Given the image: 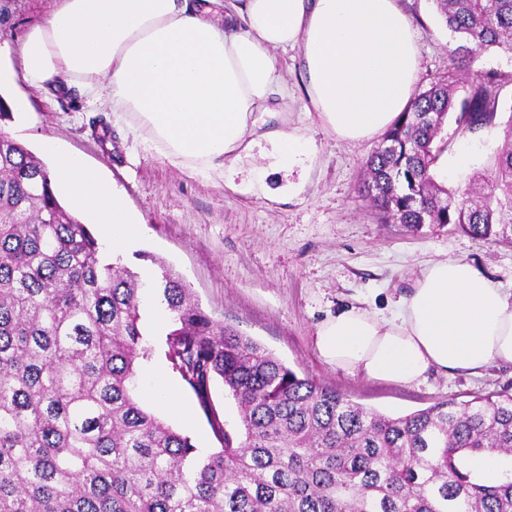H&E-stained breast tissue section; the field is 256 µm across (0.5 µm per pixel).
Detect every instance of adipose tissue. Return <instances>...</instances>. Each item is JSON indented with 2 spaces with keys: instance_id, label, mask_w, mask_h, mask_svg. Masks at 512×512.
<instances>
[{
  "instance_id": "ef3b65f1",
  "label": "adipose tissue",
  "mask_w": 512,
  "mask_h": 512,
  "mask_svg": "<svg viewBox=\"0 0 512 512\" xmlns=\"http://www.w3.org/2000/svg\"><path fill=\"white\" fill-rule=\"evenodd\" d=\"M295 46L308 100L341 139L384 132L412 99L421 51L400 0H60L18 56L31 88L78 86L159 154L205 173L235 166L263 139L277 169L312 157L310 137L261 122L280 82L275 52ZM50 178L113 248L136 238L120 194L79 158L55 153ZM315 346L333 367L406 385L433 370L512 364V291L467 262L440 260L393 313L343 309L318 325Z\"/></svg>"
}]
</instances>
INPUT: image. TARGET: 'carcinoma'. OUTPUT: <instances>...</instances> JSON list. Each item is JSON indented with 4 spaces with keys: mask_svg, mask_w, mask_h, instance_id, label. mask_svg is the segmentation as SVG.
<instances>
[{
    "mask_svg": "<svg viewBox=\"0 0 512 512\" xmlns=\"http://www.w3.org/2000/svg\"><path fill=\"white\" fill-rule=\"evenodd\" d=\"M455 38L448 76L414 95L368 158L365 196L411 231L453 224L512 244V119L493 166L464 189L436 181L446 120L491 125L512 76L474 71L512 53V0H435ZM166 357L222 446L198 452L138 396L144 286L103 257L55 196L49 170L0 134V512H512V395L476 394L392 417L299 376L216 323L166 272ZM220 379L238 407L211 412ZM497 461L487 481L473 457ZM475 70H497L512 73V55L496 50L485 54L474 64ZM212 405L217 411L220 420L233 427L237 421V407L235 402L224 395V386L221 382H214L210 388Z\"/></svg>",
    "mask_w": 512,
    "mask_h": 512,
    "instance_id": "1",
    "label": "carcinoma"
}]
</instances>
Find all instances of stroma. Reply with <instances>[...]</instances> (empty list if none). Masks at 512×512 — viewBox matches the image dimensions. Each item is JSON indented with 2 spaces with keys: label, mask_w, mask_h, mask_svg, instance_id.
I'll return each instance as SVG.
<instances>
[{
  "label": "stroma",
  "mask_w": 512,
  "mask_h": 512,
  "mask_svg": "<svg viewBox=\"0 0 512 512\" xmlns=\"http://www.w3.org/2000/svg\"><path fill=\"white\" fill-rule=\"evenodd\" d=\"M57 4L0 0L1 67L17 66L18 45ZM401 7L421 47L416 89L450 76L466 85V75L448 71L452 39L434 0H401ZM278 60L288 84V124L316 145L302 175L273 169L264 141L231 173L197 174L175 166L108 108L88 105L75 86L35 90L19 80L1 87V98L26 100L28 109L0 120V132L40 158L44 141H54L111 181L141 227L137 241L121 253L122 264L150 284L171 270L214 321L259 342L297 373L313 375L389 416L466 401L477 393H512L511 365L495 364L476 374L433 371L419 384L403 385L337 369L320 358L314 336L327 316L350 305L388 310L433 261L463 260L512 290V245L475 240L451 224L412 232L382 223L361 193L365 162L380 137L349 142L324 129L306 109L298 49L279 53ZM511 119L509 83L494 125L463 133L447 120L448 145L438 162L448 172L445 185H465L473 172L490 168ZM291 181L298 184L292 193L286 189ZM144 310L151 357L141 366V386H148L154 368H162L180 405L179 411L164 412V419L188 434L200 452L217 450L220 442L196 395L166 357L168 312L152 295Z\"/></svg>",
  "instance_id": "1"
}]
</instances>
